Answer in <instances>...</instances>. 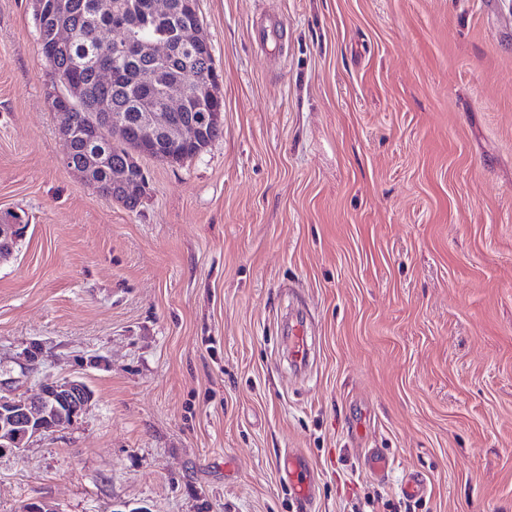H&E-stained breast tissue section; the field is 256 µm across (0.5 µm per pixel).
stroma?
Segmentation results:
<instances>
[{
	"instance_id": "stroma-1",
	"label": "stroma",
	"mask_w": 512,
	"mask_h": 512,
	"mask_svg": "<svg viewBox=\"0 0 512 512\" xmlns=\"http://www.w3.org/2000/svg\"><path fill=\"white\" fill-rule=\"evenodd\" d=\"M197 5L224 133L143 158L131 210L67 166L32 0H0V380L92 392L0 452V512H300L291 448L317 512H391L413 471L411 512H512V0ZM15 214L12 211L0 212V260L12 251L13 245L26 235L28 229V225ZM285 343L288 348L290 362L296 366H306L309 362L311 345L309 336L302 321L290 323L287 329ZM278 471L288 481L295 500L311 512L314 505L313 467L304 453L289 449L280 458ZM361 463L364 470L376 478L383 477L394 465L393 460L377 448H369L363 454Z\"/></svg>"
}]
</instances>
